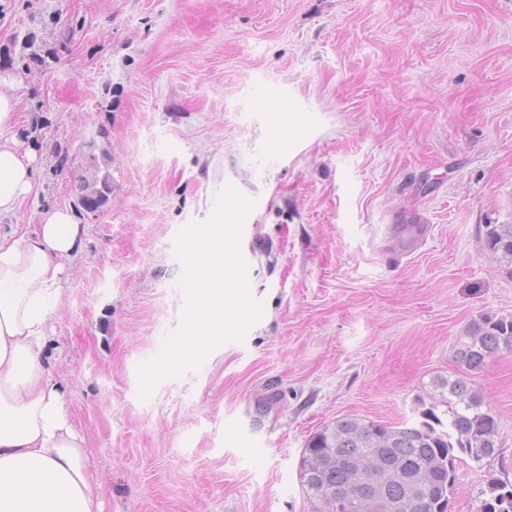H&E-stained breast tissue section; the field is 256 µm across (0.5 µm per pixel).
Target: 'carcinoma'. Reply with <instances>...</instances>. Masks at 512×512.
Listing matches in <instances>:
<instances>
[{"label":"carcinoma","mask_w":512,"mask_h":512,"mask_svg":"<svg viewBox=\"0 0 512 512\" xmlns=\"http://www.w3.org/2000/svg\"><path fill=\"white\" fill-rule=\"evenodd\" d=\"M87 210L101 207L112 193L109 177L80 185ZM490 254L506 260L512 275V224L485 225ZM512 354V316L481 315L465 328L456 351L463 375L440 379L448 392V430L432 405L420 420L398 424L343 417L308 439L299 463L300 482L316 512H337L336 500L376 504L374 512H451L457 463L479 462L498 451V423L470 376L493 360ZM479 512H512V489L491 479Z\"/></svg>","instance_id":"obj_1"}]
</instances>
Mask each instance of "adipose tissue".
I'll use <instances>...</instances> for the list:
<instances>
[{
  "label": "adipose tissue",
  "mask_w": 512,
  "mask_h": 512,
  "mask_svg": "<svg viewBox=\"0 0 512 512\" xmlns=\"http://www.w3.org/2000/svg\"><path fill=\"white\" fill-rule=\"evenodd\" d=\"M15 81L0 76V218L35 188L15 132ZM82 248L70 209L34 229L0 233V512H102L100 485L45 366L47 322L63 300L64 262Z\"/></svg>",
  "instance_id": "obj_1"
}]
</instances>
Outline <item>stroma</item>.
Here are the masks:
<instances>
[{
    "instance_id": "stroma-1",
    "label": "stroma",
    "mask_w": 512,
    "mask_h": 512,
    "mask_svg": "<svg viewBox=\"0 0 512 512\" xmlns=\"http://www.w3.org/2000/svg\"><path fill=\"white\" fill-rule=\"evenodd\" d=\"M0 74L37 168L0 229L83 228L45 363L102 512H314L316 430L416 420L470 320L512 315L484 243L512 223V0H0ZM229 186L263 314L139 398L185 307L174 239ZM473 384L500 448L458 464L452 512L512 484V355ZM99 185V186H98ZM81 205L87 210L101 207L112 193V183L108 176L84 182L79 187Z\"/></svg>"
}]
</instances>
